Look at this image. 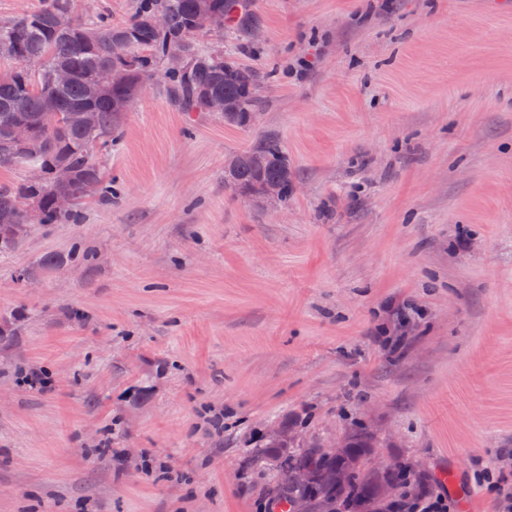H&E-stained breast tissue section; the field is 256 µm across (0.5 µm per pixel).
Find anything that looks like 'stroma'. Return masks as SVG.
Returning <instances> with one entry per match:
<instances>
[{"mask_svg":"<svg viewBox=\"0 0 512 512\" xmlns=\"http://www.w3.org/2000/svg\"><path fill=\"white\" fill-rule=\"evenodd\" d=\"M250 5L258 35L203 42L265 73L251 127L155 79L99 157L111 203L0 249V512H269L281 428L366 433L365 469L499 510L477 472L512 480V0ZM262 136L287 203L224 186Z\"/></svg>","mask_w":512,"mask_h":512,"instance_id":"stroma-1","label":"stroma"}]
</instances>
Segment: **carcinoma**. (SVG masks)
Returning <instances> with one entry per match:
<instances>
[{
	"instance_id": "cac0c4a2",
	"label": "carcinoma",
	"mask_w": 512,
	"mask_h": 512,
	"mask_svg": "<svg viewBox=\"0 0 512 512\" xmlns=\"http://www.w3.org/2000/svg\"><path fill=\"white\" fill-rule=\"evenodd\" d=\"M206 5L214 13L226 15L231 23L248 30L255 25L248 0H148L122 25L103 16L81 20L73 15L71 0H45L41 9L0 25V58L13 61L17 68L0 77V167L42 166L46 173L64 162L72 170L70 182L59 185L47 179L33 187L27 181L0 185V247H18L29 224H71L79 220L76 210H58L53 198L66 193L77 201L88 196L86 188L99 193L102 169L96 153L112 143V135L126 108L129 84L146 85L156 76L155 64L172 48L182 50L193 65L187 71L162 73L170 99L183 110L205 111L202 93L209 91L239 103L237 115L224 123L237 128L250 127L257 108L256 90L265 75L224 59L221 53L205 48L192 25ZM161 15L157 28L146 19ZM34 61L45 62L37 73L26 69ZM64 66L72 72L71 81L61 87L48 85L49 69ZM100 89L90 94L92 85ZM82 108L92 113L89 125L71 119V111ZM15 122L27 124L32 149L13 154L5 137ZM247 158L261 159L255 166L247 161L233 173L230 183L238 188H255L277 181L288 186L292 171L278 139L264 137L241 152ZM36 203L29 210L30 203ZM288 439L271 444L270 454L280 471H288V481L277 480L271 488L272 505L279 512H378L382 485L397 488L400 494L426 488L423 474L404 477L403 468L388 466L366 474L361 458L367 450L366 436L355 434L345 449L332 454L311 446L300 452L289 451ZM297 470L310 472V480L297 484L291 475Z\"/></svg>"
}]
</instances>
